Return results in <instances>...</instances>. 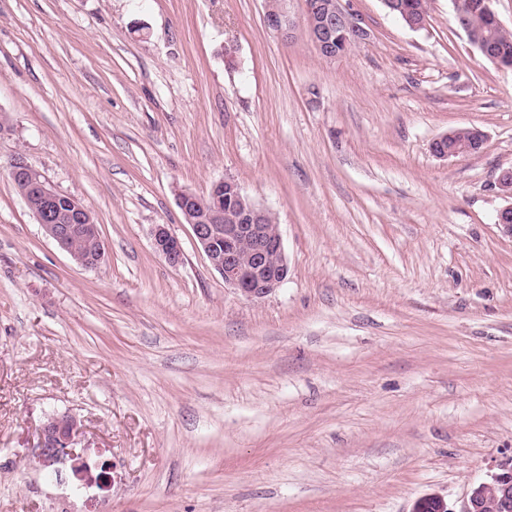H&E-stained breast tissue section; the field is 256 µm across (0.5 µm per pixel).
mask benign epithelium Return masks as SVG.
I'll list each match as a JSON object with an SVG mask.
<instances>
[{
	"label": "benign epithelium",
	"instance_id": "7a95c632",
	"mask_svg": "<svg viewBox=\"0 0 512 512\" xmlns=\"http://www.w3.org/2000/svg\"><path fill=\"white\" fill-rule=\"evenodd\" d=\"M455 20L466 33L480 55L503 68L509 67L495 47L481 41L479 25L501 22L491 9V0H452ZM390 11L402 12V18L413 29L426 24V15L415 17L399 5L398 0H383ZM268 27L286 39L293 37L294 24L288 14V0H276L274 8L266 9ZM304 28L319 54L332 60L343 55L354 42L366 41L370 34L355 18L350 0H305ZM11 177L27 184L37 197L32 213L45 236L52 239L81 267L93 268L103 255L77 253L71 242L80 232L96 228L91 212L77 199L70 198L69 210L62 209V194L17 156L11 168ZM177 205L192 229L197 244L203 249L211 266L224 278V284L233 287L248 300L261 299L279 288L288 278V262L279 225L272 220L269 210L251 200L234 179L216 182L206 196L182 190L177 193ZM208 211L207 223H199L197 209ZM153 247L170 265L183 262L181 243L165 224L153 230ZM83 432L80 422L70 414L47 416L37 431V445L28 459V465L50 469L65 460L71 462L74 476L86 485L106 488V466L93 475L84 449L77 447ZM451 512L443 498L427 495L418 499L411 512ZM462 512H512V464L490 479L474 486Z\"/></svg>",
	"mask_w": 512,
	"mask_h": 512
}]
</instances>
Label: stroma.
<instances>
[{
    "label": "stroma",
    "mask_w": 512,
    "mask_h": 512,
    "mask_svg": "<svg viewBox=\"0 0 512 512\" xmlns=\"http://www.w3.org/2000/svg\"><path fill=\"white\" fill-rule=\"evenodd\" d=\"M350 7L371 36L326 60L304 0L287 41L264 0H0V512H461L512 463V70L451 0L420 30ZM463 127L483 148L436 157ZM18 156L92 213L96 268L45 237ZM227 178L280 226L258 300L177 205ZM56 412L110 490L27 468ZM153 247L170 265L176 266L183 262L184 253L181 243L165 224H156L153 230Z\"/></svg>",
    "instance_id": "obj_1"
}]
</instances>
